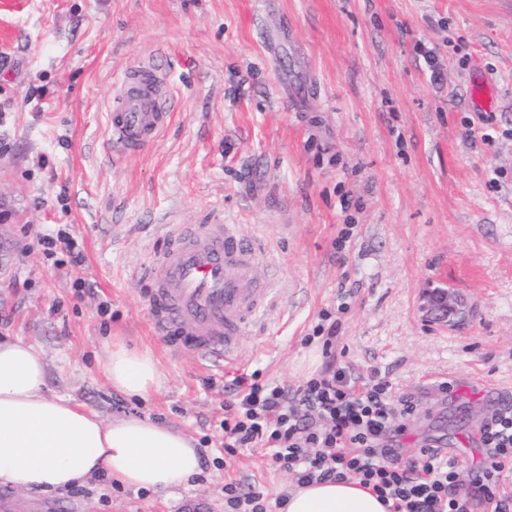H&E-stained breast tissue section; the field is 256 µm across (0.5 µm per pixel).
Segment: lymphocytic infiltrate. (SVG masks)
Segmentation results:
<instances>
[{"mask_svg":"<svg viewBox=\"0 0 512 512\" xmlns=\"http://www.w3.org/2000/svg\"><path fill=\"white\" fill-rule=\"evenodd\" d=\"M224 405V453L265 450L298 485L358 479L389 512H512L502 481L512 475V408L495 412L480 428L485 461L462 481L455 459L425 446L402 461L405 420L415 407L395 397L388 381L348 366L327 368L298 387L234 377Z\"/></svg>","mask_w":512,"mask_h":512,"instance_id":"lymphocytic-infiltrate-1","label":"lymphocytic infiltrate"}]
</instances>
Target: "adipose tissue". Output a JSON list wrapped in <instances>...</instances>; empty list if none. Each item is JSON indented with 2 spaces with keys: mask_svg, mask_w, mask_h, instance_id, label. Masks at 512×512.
Instances as JSON below:
<instances>
[{
  "mask_svg": "<svg viewBox=\"0 0 512 512\" xmlns=\"http://www.w3.org/2000/svg\"><path fill=\"white\" fill-rule=\"evenodd\" d=\"M112 387L148 399L163 374L147 351L113 344L100 362ZM43 354L20 338L0 341V486L44 493L99 474L135 489L186 485L200 471L182 433L146 417L110 421L67 396L46 397ZM284 512H388L359 480L311 482L291 492Z\"/></svg>",
  "mask_w": 512,
  "mask_h": 512,
  "instance_id": "1",
  "label": "adipose tissue"
}]
</instances>
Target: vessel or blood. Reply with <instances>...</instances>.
Instances as JSON below:
<instances>
[{"label":"vessel or blood","mask_w":512,"mask_h":512,"mask_svg":"<svg viewBox=\"0 0 512 512\" xmlns=\"http://www.w3.org/2000/svg\"><path fill=\"white\" fill-rule=\"evenodd\" d=\"M119 85L107 122L113 151L124 155L158 139L172 103L165 75L152 65L126 72ZM258 261V249L237 225H175L141 275L155 331L169 343L234 363L243 329L271 300L268 284L253 278Z\"/></svg>","instance_id":"vessel-or-blood-1"}]
</instances>
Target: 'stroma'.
Listing matches in <instances>:
<instances>
[{"instance_id":"1","label":"stroma","mask_w":512,"mask_h":512,"mask_svg":"<svg viewBox=\"0 0 512 512\" xmlns=\"http://www.w3.org/2000/svg\"><path fill=\"white\" fill-rule=\"evenodd\" d=\"M435 47L432 81L418 44ZM161 69L173 119L118 158L107 113L119 77ZM483 71L499 103L472 105ZM492 142L465 138L466 122ZM0 189L15 221L0 271V336L40 349L48 396L109 420L139 414L189 437V488L135 490L105 477L62 493L13 491L17 512H224L229 482L268 504L295 490L264 454L224 458L232 379L295 387L328 361L378 370L416 410L403 456L442 448L479 467L471 430L484 384L512 396V7L506 0H0ZM277 271L274 303L223 370L152 330L140 267L171 224L214 212ZM67 231L85 259L46 260ZM463 305L432 321L428 297ZM341 323L333 356L312 337ZM151 351L159 392L132 400L103 375L107 344Z\"/></svg>"}]
</instances>
